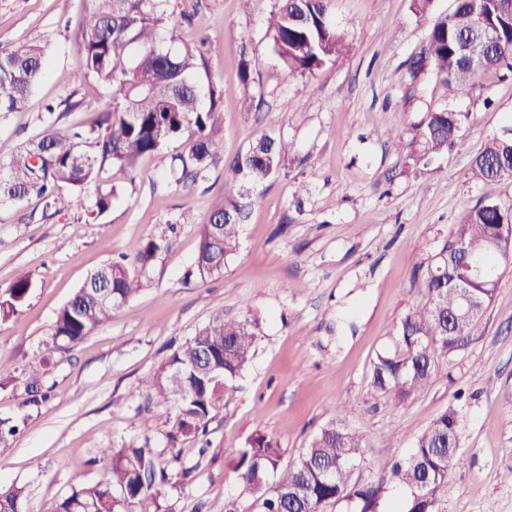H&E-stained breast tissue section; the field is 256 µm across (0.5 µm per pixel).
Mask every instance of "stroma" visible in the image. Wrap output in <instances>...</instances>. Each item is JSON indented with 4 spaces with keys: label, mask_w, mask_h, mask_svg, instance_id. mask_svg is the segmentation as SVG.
Segmentation results:
<instances>
[{
    "label": "stroma",
    "mask_w": 512,
    "mask_h": 512,
    "mask_svg": "<svg viewBox=\"0 0 512 512\" xmlns=\"http://www.w3.org/2000/svg\"><path fill=\"white\" fill-rule=\"evenodd\" d=\"M171 3L176 12L204 14L210 77L223 92L207 168L174 181L173 158L188 144L182 137L136 172H102L86 188L84 208L52 214L34 198L0 205V299L18 279L31 282L24 305L0 321V417L24 421L20 436L0 445V487L25 486L38 507L100 480L101 449L147 436L178 477L139 512H261L233 472L237 450L253 434L277 438L286 466L345 408L348 428L368 444L353 476L379 484L452 406L464 417L458 445L466 464L449 476L441 512H512V265L478 329L439 360L424 392L400 401L371 382L401 319L426 303L421 283L452 225L481 202H512V180L486 183L470 168L489 137L512 127V68L478 74L470 94L453 101L433 75L411 76L412 58L455 0H432L423 15L412 0H331L349 49L312 76L290 73L266 37L276 0ZM92 7L93 0H0V49L37 41L51 66L24 109L0 115V158L48 124L87 120L109 103L86 77L78 50L79 23ZM243 59L252 77L246 89L238 76ZM70 97L81 102L75 111L46 112V104ZM444 109L468 115L458 143L414 171L406 164L414 127ZM397 127L405 144L392 138ZM264 134L288 142L287 174L261 188L223 273L188 278L199 227L227 194L234 159ZM111 186L110 208L90 217L98 189ZM184 210L192 223L178 224L142 289L74 351L50 350L56 314L86 277ZM218 309L258 319L255 354L229 383L206 442L169 447L176 404L145 397L139 383ZM31 366L44 367L50 389L36 407L9 385Z\"/></svg>",
    "instance_id": "obj_1"
}]
</instances>
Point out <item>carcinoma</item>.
Returning a JSON list of instances; mask_svg holds the SVG:
<instances>
[{
	"label": "carcinoma",
	"mask_w": 512,
	"mask_h": 512,
	"mask_svg": "<svg viewBox=\"0 0 512 512\" xmlns=\"http://www.w3.org/2000/svg\"><path fill=\"white\" fill-rule=\"evenodd\" d=\"M329 0H277L266 34L275 52L293 73L314 75L346 49L333 24ZM170 0H95L78 37L86 75L112 98L90 126L52 123L27 146L0 161V203H20L34 196L56 213L84 206L82 189L100 173L119 166L133 173L140 160L190 132L185 154L177 156L182 176L206 168L219 132L217 109L221 91L208 82L209 101L202 99L196 76L208 72L204 47L197 40L163 33ZM483 34L486 51L473 68L461 44L473 26ZM512 63V0H456L454 12L435 21L426 44L413 61V74L431 69L455 97L468 93L481 71ZM46 72V49L29 43L0 51V113L21 111ZM462 114L431 113L409 143L413 165L426 166L457 143ZM288 155L281 138L263 135L235 159L237 191L200 225L195 262L200 278L224 270L238 246V232L257 202L252 189L279 177ZM473 174L483 181L512 179V137L488 140L471 160ZM115 188L97 193L91 214L106 212ZM512 225V204L488 201L469 211L451 229V242L437 255L423 281L428 302L401 320L396 329L399 350L377 356L373 386L400 400L423 391L438 360L456 348L457 339L477 328L499 281V270L512 262V242L502 227ZM169 248L166 232L149 238L136 252L95 270L59 310L50 329L52 348L70 352L112 318V313L143 287L144 270ZM480 263L487 278L472 285L474 302L465 300L458 281L466 266ZM30 283L18 279L8 298L0 301V320L15 314ZM260 331L257 320L212 314L207 324L179 345L156 372L144 377L147 395L176 399L171 446L182 438H203L214 412L224 403L227 384L236 379L254 355ZM43 373L29 368L13 379L37 405L46 398ZM462 417L450 408L418 436L409 457L391 470L392 487L404 492L399 512H440L449 472L463 462L457 452ZM19 431L11 418H0V445ZM363 438L344 424V416L310 442L297 461L279 469L283 449L272 436L257 433L238 452L234 468L243 490L261 501L264 512H324L346 500L353 512H382L381 485L352 481L354 468L365 459ZM102 478L71 487L64 497L32 511L26 487L0 488V512H137L149 494H159L172 473L157 463L148 443L135 441L104 452ZM277 476L273 489L267 480Z\"/></svg>",
	"instance_id": "1"
}]
</instances>
